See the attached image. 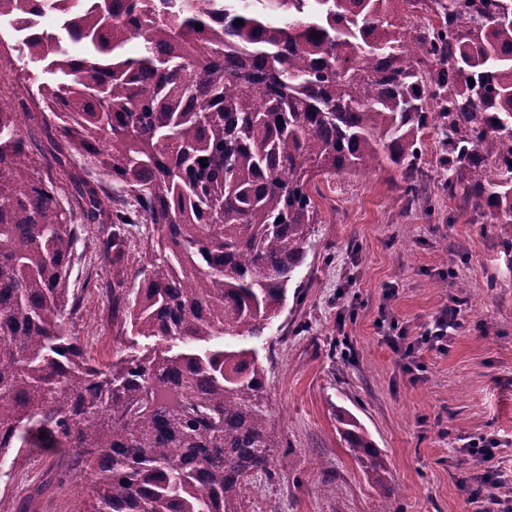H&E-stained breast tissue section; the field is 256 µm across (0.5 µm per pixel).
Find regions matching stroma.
<instances>
[{
    "label": "stroma",
    "mask_w": 512,
    "mask_h": 512,
    "mask_svg": "<svg viewBox=\"0 0 512 512\" xmlns=\"http://www.w3.org/2000/svg\"><path fill=\"white\" fill-rule=\"evenodd\" d=\"M440 141L425 131L419 169L428 195L412 206L400 171L386 164L316 178L322 222L278 315L247 341L293 464L275 480L252 478L241 512H382L383 497L337 431L340 408L381 451L403 512H476L456 479L463 444L481 435L501 440L499 493L512 497V253L505 225L443 191ZM108 269L90 246L77 249L70 275L83 295L70 330L105 362L118 349L151 345L122 333L94 289ZM453 301L461 313L448 351L421 350L423 378L410 381L378 327L380 307L412 339ZM85 482L75 449H26L0 477V512H84Z\"/></svg>",
    "instance_id": "obj_1"
}]
</instances>
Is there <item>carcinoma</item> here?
<instances>
[{
	"label": "carcinoma",
	"mask_w": 512,
	"mask_h": 512,
	"mask_svg": "<svg viewBox=\"0 0 512 512\" xmlns=\"http://www.w3.org/2000/svg\"><path fill=\"white\" fill-rule=\"evenodd\" d=\"M400 2L418 0H0L14 31L35 20L19 53L56 75L23 77L24 112L0 86V466L77 448L86 512H240L252 477L291 465L238 341L276 316L322 223L314 179L385 161L411 203L439 127L448 196L512 225V0H434L431 29ZM77 159L131 202L107 205ZM129 224L153 229L134 270ZM87 231L112 316L156 339L104 365L69 329ZM336 421L387 489L375 444Z\"/></svg>",
	"instance_id": "carcinoma-1"
}]
</instances>
